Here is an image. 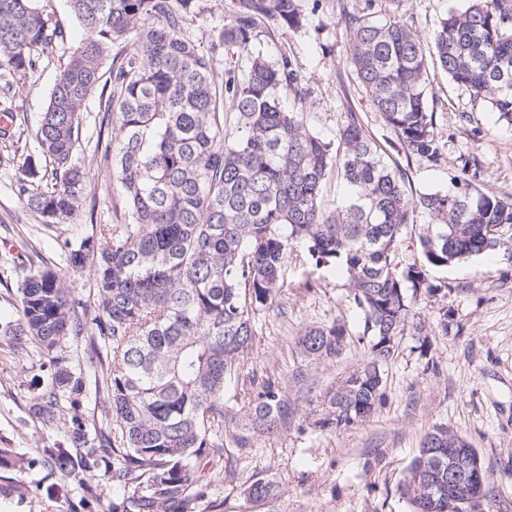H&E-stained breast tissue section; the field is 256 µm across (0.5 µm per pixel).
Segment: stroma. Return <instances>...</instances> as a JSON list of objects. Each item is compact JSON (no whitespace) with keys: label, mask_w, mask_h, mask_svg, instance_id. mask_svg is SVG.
Instances as JSON below:
<instances>
[{"label":"stroma","mask_w":512,"mask_h":512,"mask_svg":"<svg viewBox=\"0 0 512 512\" xmlns=\"http://www.w3.org/2000/svg\"><path fill=\"white\" fill-rule=\"evenodd\" d=\"M466 0H303L304 26H274L259 33L268 58L286 52L305 77V124L330 137L356 113L390 164L405 169L413 192L454 190L457 182L476 184L490 195L512 194V125L439 68L429 70L430 108L440 146L437 161L409 154L369 95L357 82L346 53L345 21L363 16L382 23L404 19L430 38L449 9ZM232 0H200L199 13L185 21L186 35L209 48L214 28L229 16ZM61 51L35 72L12 80V111L24 114L20 143L35 151L34 131L45 111L57 74L69 59ZM87 199L94 212H80L65 224H44L13 188L14 173L0 168V318L14 314L15 289L30 249L56 258L58 240H81L90 221L113 224L123 213L121 190L95 159L85 161ZM436 295L420 297L415 310L432 322L428 337L406 329L394 358L384 368V396L371 414L352 427L331 431L318 426L320 402L368 356L363 315L348 295L347 282L316 268L302 248H294L283 270L279 301L283 314L256 313L257 336L243 362V375L272 374L296 411L279 433L256 441L239 454L224 482L217 512H411L399 491L425 435L447 426L475 449L489 474V512H512V257L479 255L429 272ZM447 313V326L437 325ZM344 322L349 334L341 354L308 361L296 341L309 325ZM303 379H295L296 369ZM43 373L33 348L0 345V448H14L33 461L24 472L0 481V512H63V501L48 496L62 484L43 451L66 445L63 426L45 425L28 412L34 381ZM273 480L279 497L251 503L244 489L254 477Z\"/></svg>","instance_id":"1"}]
</instances>
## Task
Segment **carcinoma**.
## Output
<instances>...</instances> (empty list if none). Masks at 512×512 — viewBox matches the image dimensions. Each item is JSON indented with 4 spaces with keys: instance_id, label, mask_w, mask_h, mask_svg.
<instances>
[{
    "instance_id": "carcinoma-1",
    "label": "carcinoma",
    "mask_w": 512,
    "mask_h": 512,
    "mask_svg": "<svg viewBox=\"0 0 512 512\" xmlns=\"http://www.w3.org/2000/svg\"><path fill=\"white\" fill-rule=\"evenodd\" d=\"M36 2L0 0V78L32 73L65 47ZM68 2L85 38L55 79L34 134L38 152L19 146L22 117L11 111L0 126V165L14 171V190L45 223H67L87 187L83 108L96 95L94 153L122 190L124 223H92L80 242L60 245L66 270L94 269L86 299L32 250L15 317L0 320V343L29 345L43 360L29 411L68 428V446L43 449L51 469L82 490L73 500L68 486L55 487L68 512L106 497L96 482L102 471L123 489L112 512H215L227 451L243 452L288 423V398L271 376H252L230 400L225 388L239 382L254 314L273 305L290 250L301 246L316 268L342 272L364 315L368 359L327 394L318 419L325 429L346 428L382 399L390 337L408 325L413 298L438 291L428 269L512 250V236L499 234L512 227V196L491 197L469 182L414 195L355 113L327 140L288 111L283 95L301 96L303 82L295 60H270L252 43L264 19L302 28L301 0H234L209 51L183 30L199 0ZM348 30L355 77L408 152L439 156L426 83L433 60L512 124V0L450 9L428 44L396 17H352ZM113 123L115 145L103 136ZM335 175L346 194L329 208L324 188ZM419 211L431 219L418 238L421 263L402 269L401 230ZM347 335L343 323L310 326L300 353L333 359ZM91 392L103 400L93 419L82 411ZM439 457L448 459L444 426L427 434L400 485L413 512H448L453 490ZM30 466L0 448V473ZM245 495L267 501L276 485L257 478Z\"/></svg>"
}]
</instances>
